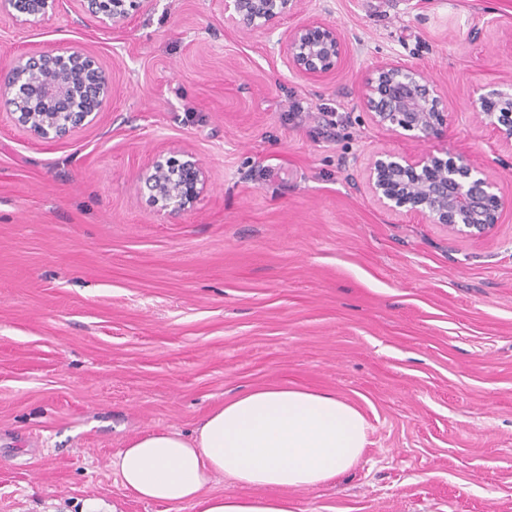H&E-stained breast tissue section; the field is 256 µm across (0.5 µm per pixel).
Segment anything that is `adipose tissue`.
<instances>
[{
	"mask_svg": "<svg viewBox=\"0 0 512 512\" xmlns=\"http://www.w3.org/2000/svg\"><path fill=\"white\" fill-rule=\"evenodd\" d=\"M364 415L336 395L275 384L225 402L193 438L154 430L112 459L122 486L144 500L189 502L197 512H292L282 493L313 489L358 462L368 444ZM220 474L236 494L209 490ZM273 488V497H255Z\"/></svg>",
	"mask_w": 512,
	"mask_h": 512,
	"instance_id": "1",
	"label": "adipose tissue"
}]
</instances>
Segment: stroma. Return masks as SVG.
I'll use <instances>...</instances> for the list:
<instances>
[{"label": "stroma", "instance_id": "35a3bbf8", "mask_svg": "<svg viewBox=\"0 0 512 512\" xmlns=\"http://www.w3.org/2000/svg\"><path fill=\"white\" fill-rule=\"evenodd\" d=\"M312 18L344 41L322 81L278 51ZM72 47L112 84L92 123L40 139L0 100V512H194L123 488L113 456L279 383L370 425L292 512H512V207L471 238L378 205L369 159L425 145L359 93L379 59L419 67L455 106L449 152L512 198V153L466 110L512 81V0H303L252 34L224 0H151L117 28L77 0L0 18V64ZM160 157L205 167L186 212L149 198Z\"/></svg>", "mask_w": 512, "mask_h": 512}]
</instances>
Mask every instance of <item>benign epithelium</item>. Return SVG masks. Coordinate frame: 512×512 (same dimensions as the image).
<instances>
[{
  "label": "benign epithelium",
  "instance_id": "benign-epithelium-1",
  "mask_svg": "<svg viewBox=\"0 0 512 512\" xmlns=\"http://www.w3.org/2000/svg\"><path fill=\"white\" fill-rule=\"evenodd\" d=\"M102 24L119 27L129 10L151 0H79ZM56 0H0V16L41 18ZM302 0H224V20L245 32L269 30L295 13ZM289 69L304 78H325L342 61L338 30L313 18L280 41ZM469 99V110L491 129L497 142L512 150V92L489 82ZM112 94L98 61L79 50L21 56L0 70V95L13 106L15 124L31 135L61 137L91 123ZM36 98L52 99L59 112H39ZM360 98L373 124L398 136L433 145L415 155L378 152L365 169V187L383 207L419 213L454 237L486 236L498 224L509 199L497 183L463 155L439 147L448 132L452 108L447 97L423 72L399 59L377 61L361 84ZM151 199L171 214L189 210L206 187L203 165L194 159L158 158L145 177Z\"/></svg>",
  "mask_w": 512,
  "mask_h": 512
}]
</instances>
